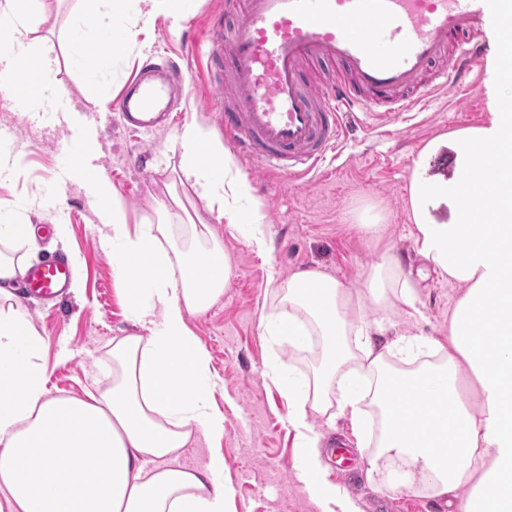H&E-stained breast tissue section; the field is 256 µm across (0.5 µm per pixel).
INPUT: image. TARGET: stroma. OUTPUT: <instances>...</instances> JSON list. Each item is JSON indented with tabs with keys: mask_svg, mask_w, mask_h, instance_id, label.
Instances as JSON below:
<instances>
[{
	"mask_svg": "<svg viewBox=\"0 0 512 512\" xmlns=\"http://www.w3.org/2000/svg\"><path fill=\"white\" fill-rule=\"evenodd\" d=\"M220 0H189L183 20L159 16L144 24L112 66L92 73L75 67L67 54L75 17L91 26L108 23L105 14L88 12L85 0H39L25 17L30 39L47 47L57 62L44 80L59 87L52 104L58 117L47 124L32 112L15 111L13 94L0 88V154L9 156L12 170L0 177V224H29L36 234L25 242H0V253L38 265L65 256L73 285L64 297L40 299L16 293L27 319L44 339L42 361L47 388L61 397H81L105 385L103 367L113 338L138 332L126 301L125 285L115 275L100 219L101 191L82 174L61 171L59 159L78 138L95 143L90 155L112 191L126 208L129 224L156 219L168 205L172 222L183 213L198 215L222 241L229 261V281L206 311L188 315L187 322L211 358L217 385L213 401L224 414V433L197 435L175 461L176 467L201 468L211 453L224 456L228 512H323L320 501L299 478L295 433L288 424V399L273 381L269 365L280 359L300 378L310 376L315 361L304 353L276 346L264 328L265 318L279 311L272 281L317 268L357 287L387 248L411 269L416 281L414 312L362 298L368 319L387 326L378 346L399 335L448 339V316L461 293L459 285L435 274L413 248L409 186L423 174L421 150L434 138L460 129L485 125L492 95L500 93L495 63L498 43H491L486 65L474 86L458 95L435 94L412 112L400 131L380 133L373 126L350 133L320 171L297 186L287 178L270 177L262 190L241 202V210L258 204L268 224L267 246L250 243L244 230L219 220L207 203L180 183V149L176 137L183 126L197 122L210 130L215 143L224 132L217 113L207 109L216 94L207 78L204 54L185 55L198 39ZM153 56L179 64L188 87L175 108V121L165 130L125 129L112 103L123 91L139 60ZM98 86V103L84 97L87 81ZM373 208L386 224L382 242L359 228V216ZM65 233H58V225ZM321 439L347 441L352 460L343 465L328 452L320 457L328 481L355 505L357 512H374V501L385 495L389 512H433L437 498L422 489L387 495V483L403 469L380 462L371 442L358 440L347 418L315 415Z\"/></svg>",
	"mask_w": 512,
	"mask_h": 512,
	"instance_id": "stroma-1",
	"label": "stroma"
}]
</instances>
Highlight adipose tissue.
<instances>
[{"instance_id":"ef3b65f1","label":"adipose tissue","mask_w":512,"mask_h":512,"mask_svg":"<svg viewBox=\"0 0 512 512\" xmlns=\"http://www.w3.org/2000/svg\"><path fill=\"white\" fill-rule=\"evenodd\" d=\"M28 0L0 8V79L29 58L50 70L52 58L16 20ZM112 11L114 40L97 49L98 29L76 22L71 59L103 69L130 41L139 23L162 15L183 18L186 0H142L129 14L125 0H88ZM447 142L460 159L452 178L436 187L410 184L414 247L440 275L462 286L449 320L448 340L400 336L388 343L401 368H386L373 326L346 283L304 270L281 283L285 311L265 328L289 349L322 339L310 378L298 382L281 362L271 370L288 398L296 456L312 491L336 501L324 477L319 436L310 417L338 393L339 415L354 435L378 429V446L415 468L405 490L424 486L447 499L452 512H512V97H494L486 125L452 132ZM180 173L194 192L216 206L227 223L244 224L249 241L266 242L259 207L247 214L224 204L229 163L210 131L186 124L178 136ZM452 207L448 222L430 211L435 198ZM482 223L465 218L470 206ZM107 241L116 274L129 282L127 298L139 334L112 340V380L87 398L51 395L40 362L43 339L20 310L12 284L26 265L0 256V512H225L224 458L212 454L197 470L169 459L197 434L224 432L212 404L215 384L208 357L187 325L224 293L228 261L208 224L188 222L187 247L173 225L127 222L119 198L103 195ZM374 301L414 308L410 276L393 251H384L364 282ZM376 407L373 422L368 407Z\"/></svg>"}]
</instances>
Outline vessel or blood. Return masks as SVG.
I'll return each mask as SVG.
<instances>
[{
  "mask_svg": "<svg viewBox=\"0 0 512 512\" xmlns=\"http://www.w3.org/2000/svg\"><path fill=\"white\" fill-rule=\"evenodd\" d=\"M484 0H224L201 39L224 138L264 175L295 185L352 124L399 129L435 92L473 85L486 59ZM180 67L146 59L113 108L146 131L169 128ZM65 258L28 268V293L53 299Z\"/></svg>",
  "mask_w": 512,
  "mask_h": 512,
  "instance_id": "b4317fda",
  "label": "vessel or blood"
}]
</instances>
